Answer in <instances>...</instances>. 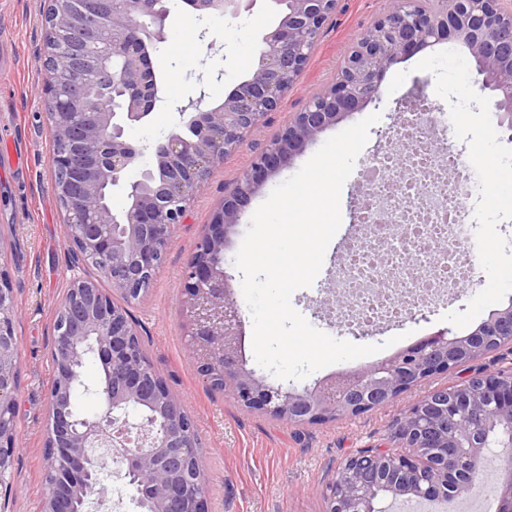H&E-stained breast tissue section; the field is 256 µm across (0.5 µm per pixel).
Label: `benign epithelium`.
<instances>
[{"instance_id":"benign-epithelium-1","label":"benign epithelium","mask_w":512,"mask_h":512,"mask_svg":"<svg viewBox=\"0 0 512 512\" xmlns=\"http://www.w3.org/2000/svg\"><path fill=\"white\" fill-rule=\"evenodd\" d=\"M42 88L53 143V189L68 247L97 277L75 275L53 323L55 378L47 395L41 512H87L105 496L99 474L120 461L145 512H209L200 440L182 402L154 366L139 358L140 337L126 309L143 297L165 262L174 232L214 169L261 129L303 72L339 0H274L279 22L260 41L258 65L224 101L201 108L199 96L175 107L188 135L152 146V167L114 213L110 189L143 155L125 137L161 101L151 54L167 38L162 0H47ZM253 0H186L201 15L237 16ZM473 57L480 92L494 99L512 141V0H390L360 37L336 81L294 113L224 196L184 274L181 301L188 351L209 386L242 406L299 425L357 415L388 403L421 380L512 345V303L474 331H439L364 370L312 385H284L247 367L244 319L226 270L227 237L267 180L318 134L381 99L392 66L440 41ZM68 64L60 68V42ZM0 239V476L12 489L17 428L14 407L21 350L17 303ZM105 282L109 289L100 287ZM91 354L104 373L103 407L74 415L73 371ZM475 387L450 383L416 402L391 427L389 448L364 449L339 464L324 492L325 512H380L389 496L406 502L450 500L471 483L486 451L512 448V366L474 375ZM498 512H512V468L496 475Z\"/></svg>"}]
</instances>
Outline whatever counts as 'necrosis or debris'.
I'll use <instances>...</instances> for the list:
<instances>
[{"instance_id": "obj_1", "label": "necrosis or debris", "mask_w": 512, "mask_h": 512, "mask_svg": "<svg viewBox=\"0 0 512 512\" xmlns=\"http://www.w3.org/2000/svg\"><path fill=\"white\" fill-rule=\"evenodd\" d=\"M389 148L367 157L361 229L350 237L334 284L348 305L336 321L348 328L401 319L412 302L429 304L477 268L469 242L472 174L451 151L427 153L446 140L448 120L407 113Z\"/></svg>"}]
</instances>
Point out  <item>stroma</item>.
Wrapping results in <instances>:
<instances>
[{"label": "stroma", "instance_id": "35a3bbf8", "mask_svg": "<svg viewBox=\"0 0 512 512\" xmlns=\"http://www.w3.org/2000/svg\"><path fill=\"white\" fill-rule=\"evenodd\" d=\"M166 6L167 40L151 56L165 104L127 129L128 141L139 147L174 128L178 115L171 107L198 95L195 77L200 71L223 70L222 79L209 84L203 106L221 104L225 93L253 71L262 31L279 20L274 0H256L251 12L236 17L200 18L183 0H166ZM388 6L389 0H340L298 80L278 108L264 116L261 134L247 137L214 169L191 204L185 224L176 228L149 291L130 307L151 363L195 424L210 512H324L325 485L338 464L360 450L389 446L391 425L414 403L476 370L512 365V348L505 346L450 374L423 381L384 407L324 424L296 425L211 390L188 354L181 310L183 274L214 213L241 172L293 114L335 81L353 44ZM44 9V0H0V238L15 288L21 349L12 512H40L47 393L54 378L48 351L56 309L75 272L52 189L53 139L40 98ZM474 77L475 63L468 51L442 41L393 66L384 76L381 101L342 120L346 128L379 114L363 149L372 154L384 145L385 133L394 130L414 79H429L427 103L449 117L448 146L474 174L469 233L479 273L457 283L443 300L414 309L403 321L362 334L337 327L329 291L343 246L355 229L356 204L363 192L358 174H351L341 191L342 224L326 250L322 270L311 287L293 293L291 304L332 337L378 344L382 350L327 366L316 371V378L366 368L392 356L395 348L386 342L394 336L403 348L442 330L467 335L491 311L512 304V208L502 205L504 198H512V137L499 126L496 113L478 105Z\"/></svg>", "mask_w": 512, "mask_h": 512}]
</instances>
